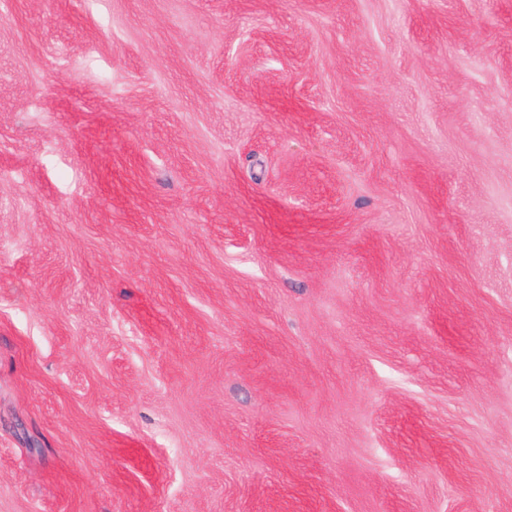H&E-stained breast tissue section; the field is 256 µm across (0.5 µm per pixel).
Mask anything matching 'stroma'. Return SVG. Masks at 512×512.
Returning <instances> with one entry per match:
<instances>
[{"mask_svg": "<svg viewBox=\"0 0 512 512\" xmlns=\"http://www.w3.org/2000/svg\"><path fill=\"white\" fill-rule=\"evenodd\" d=\"M0 512H512V0H0Z\"/></svg>", "mask_w": 512, "mask_h": 512, "instance_id": "stroma-1", "label": "stroma"}]
</instances>
